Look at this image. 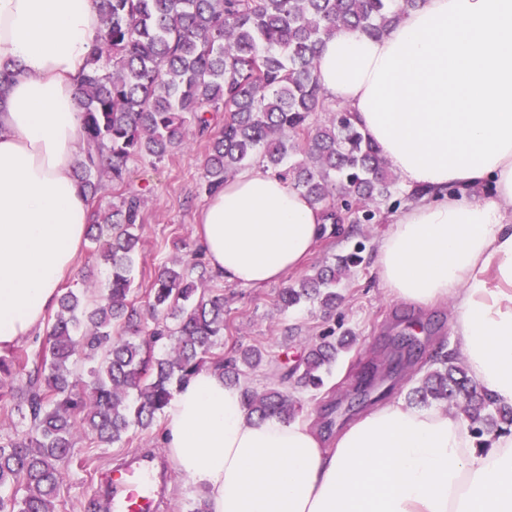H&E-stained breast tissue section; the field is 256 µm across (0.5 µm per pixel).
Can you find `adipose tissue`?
<instances>
[{"mask_svg": "<svg viewBox=\"0 0 512 512\" xmlns=\"http://www.w3.org/2000/svg\"><path fill=\"white\" fill-rule=\"evenodd\" d=\"M100 26L94 0H0V66H21L0 105V352L39 330L86 238L75 96ZM318 72L420 193L377 249L380 281L423 309L451 304L470 375L512 406V0H423L382 36L326 39ZM326 226L253 166L210 196L196 235L214 274L260 286L302 268ZM163 419L209 512H512V432L482 448L452 412L388 402L328 444L306 419H247L242 386L204 370Z\"/></svg>", "mask_w": 512, "mask_h": 512, "instance_id": "ef3b65f1", "label": "adipose tissue"}]
</instances>
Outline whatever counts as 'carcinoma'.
<instances>
[{"mask_svg":"<svg viewBox=\"0 0 512 512\" xmlns=\"http://www.w3.org/2000/svg\"><path fill=\"white\" fill-rule=\"evenodd\" d=\"M422 0H95L101 27L76 93L84 146L74 176L93 203L88 235L110 265L102 291L67 288L36 358L0 356V401L21 429L0 435V512H56L62 465L76 440L97 447L150 427L173 390L202 370L229 383L263 362L241 346L226 362L224 296L206 271L181 261L159 271L145 308L132 299L142 198L127 189V163L165 159L191 137L208 143L205 191L213 194L252 160L288 180L332 224L374 219L398 189L380 149L350 111L321 91L323 39L358 30L379 36ZM115 201L102 207L107 196ZM363 245L281 290L282 308L331 311L362 263ZM349 345L322 335L279 385L245 387L251 417L297 416L291 391H317ZM409 398L462 414L483 445L512 429L502 405L453 354L438 350Z\"/></svg>","mask_w":512,"mask_h":512,"instance_id":"cac0c4a2","label":"carcinoma"}]
</instances>
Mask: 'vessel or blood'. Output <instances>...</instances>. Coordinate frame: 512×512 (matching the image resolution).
Here are the masks:
<instances>
[{
	"label": "vessel or blood",
	"mask_w": 512,
	"mask_h": 512,
	"mask_svg": "<svg viewBox=\"0 0 512 512\" xmlns=\"http://www.w3.org/2000/svg\"><path fill=\"white\" fill-rule=\"evenodd\" d=\"M154 460L141 457L104 478L112 490V512H158L159 491Z\"/></svg>",
	"instance_id": "obj_1"
}]
</instances>
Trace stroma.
I'll list each match as a JSON object with an SVG mask.
<instances>
[{"label": "stroma", "mask_w": 512, "mask_h": 512, "mask_svg": "<svg viewBox=\"0 0 512 512\" xmlns=\"http://www.w3.org/2000/svg\"><path fill=\"white\" fill-rule=\"evenodd\" d=\"M207 145L199 140L175 149L163 161L145 157L128 164L133 189L144 197L143 222L139 228L141 252L135 268L134 286L138 292L149 288L158 270L185 259L198 251L194 225L207 197L201 190ZM405 193H397L381 205L372 223L357 227L349 236L346 225H337L326 233L303 271L288 273L283 279L259 288L211 278V287L224 293V353H232L236 344L263 351L266 361L260 368L244 370L242 384L261 390L278 384L283 370L296 364L306 338L327 330L336 334L352 333L356 341L333 366L320 392H296L302 416H315L325 440L351 422L355 414L347 408L351 390L364 363L386 365L394 355L393 338L418 326L424 345L415 362L404 365L387 397L407 401L409 390L428 367V359L438 345L453 342L450 308L443 305L428 310L408 306L392 298L375 268L376 252L395 215L408 203ZM366 249L363 264L345 282V299L331 316H323L310 307L286 311L277 306V296L289 283L327 264L333 255L349 250L356 241ZM162 422L150 428L135 429L129 444L91 448L78 440L73 462L64 464V480L57 512H86L88 503L98 494V483L105 470L116 460L135 452L161 449Z\"/></svg>", "instance_id": "obj_1"}]
</instances>
